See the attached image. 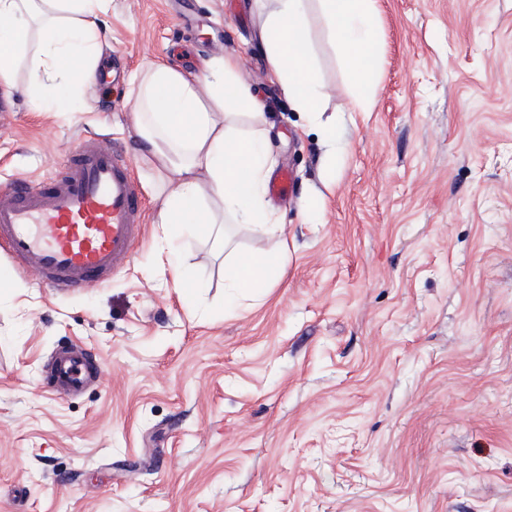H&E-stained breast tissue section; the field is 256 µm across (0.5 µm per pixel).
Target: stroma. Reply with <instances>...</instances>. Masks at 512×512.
<instances>
[{"instance_id": "stroma-1", "label": "stroma", "mask_w": 512, "mask_h": 512, "mask_svg": "<svg viewBox=\"0 0 512 512\" xmlns=\"http://www.w3.org/2000/svg\"><path fill=\"white\" fill-rule=\"evenodd\" d=\"M373 2L366 112L308 14L317 126L270 71L255 0H112L79 111L0 87V186L91 139L144 203L106 283L56 292L0 250V512H512V0ZM222 55L293 178L266 198L285 242L230 227L238 252L284 249L274 286L236 299L223 240L158 223L129 91L151 63ZM66 345L98 370L77 395L44 389Z\"/></svg>"}]
</instances>
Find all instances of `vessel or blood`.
Segmentation results:
<instances>
[{"instance_id":"b4317fda","label":"vessel or blood","mask_w":512,"mask_h":512,"mask_svg":"<svg viewBox=\"0 0 512 512\" xmlns=\"http://www.w3.org/2000/svg\"><path fill=\"white\" fill-rule=\"evenodd\" d=\"M141 223L140 193L128 161L91 140L58 173L0 189V241L16 267L36 269L55 289L107 281L130 260ZM91 364L79 349L63 348L49 388L80 392Z\"/></svg>"}]
</instances>
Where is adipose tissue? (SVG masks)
I'll return each mask as SVG.
<instances>
[{"label": "adipose tissue", "instance_id": "1", "mask_svg": "<svg viewBox=\"0 0 512 512\" xmlns=\"http://www.w3.org/2000/svg\"><path fill=\"white\" fill-rule=\"evenodd\" d=\"M111 0H0V84L15 86L21 49L37 38L31 67L37 78H64L57 98L79 96L81 80L92 78L101 43L98 24ZM263 11L261 40L271 72L295 109L317 119L324 89L308 33V10L317 4L343 60L352 87L348 109L364 112L375 94L378 54L372 0H273ZM131 89L137 154L158 188V221L194 224L213 234L226 221L282 233L263 194L272 168V147L263 105L237 76L227 56L202 73L186 74L163 64L134 74ZM282 256L239 255L226 266L227 283L256 294L273 280Z\"/></svg>", "mask_w": 512, "mask_h": 512}]
</instances>
